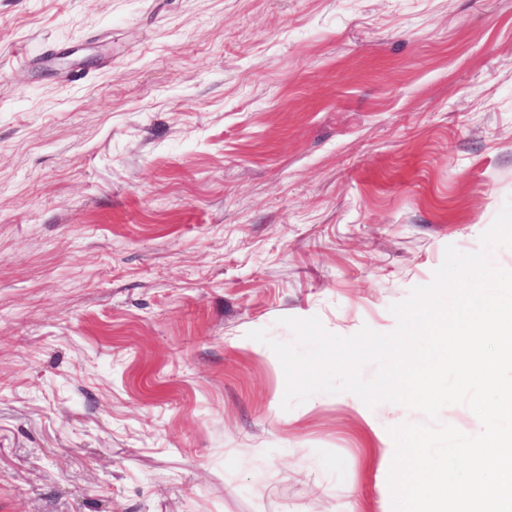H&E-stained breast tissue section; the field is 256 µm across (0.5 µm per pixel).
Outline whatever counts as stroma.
I'll return each mask as SVG.
<instances>
[{"label":"stroma","mask_w":512,"mask_h":512,"mask_svg":"<svg viewBox=\"0 0 512 512\" xmlns=\"http://www.w3.org/2000/svg\"><path fill=\"white\" fill-rule=\"evenodd\" d=\"M93 65H86V58ZM512 198V0H0V512H392L395 329Z\"/></svg>","instance_id":"1"}]
</instances>
